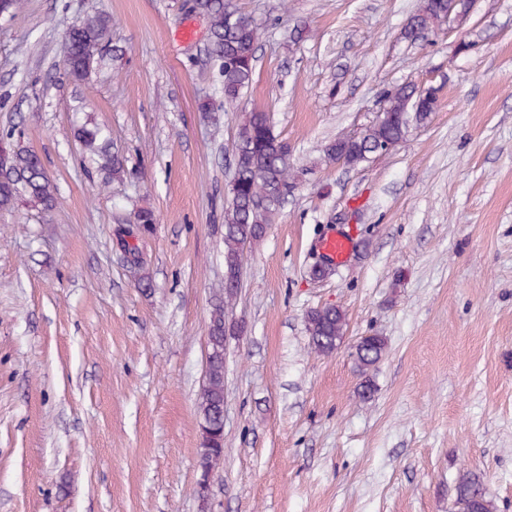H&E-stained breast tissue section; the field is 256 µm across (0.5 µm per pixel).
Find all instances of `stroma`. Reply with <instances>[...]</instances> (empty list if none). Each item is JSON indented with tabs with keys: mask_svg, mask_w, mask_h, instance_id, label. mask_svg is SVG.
Instances as JSON below:
<instances>
[{
	"mask_svg": "<svg viewBox=\"0 0 512 512\" xmlns=\"http://www.w3.org/2000/svg\"><path fill=\"white\" fill-rule=\"evenodd\" d=\"M236 3L258 61L242 102L212 115L202 103L224 95L206 22L182 0H28L0 22V131L40 155L59 201L0 211V512H450L467 471L512 512V0H473L460 29L414 43L420 0ZM100 12L118 53L72 83L64 34ZM430 78L435 112L392 152L325 159L372 124L384 89ZM253 110L301 186L244 253L224 459L203 486L197 395L224 292L229 148ZM87 121L127 175L103 181L74 138ZM146 203L147 291L116 238ZM341 232L366 250L312 279ZM328 304L347 330L320 357L305 316ZM367 334L387 351L364 400L351 351Z\"/></svg>",
	"mask_w": 512,
	"mask_h": 512,
	"instance_id": "obj_1",
	"label": "stroma"
}]
</instances>
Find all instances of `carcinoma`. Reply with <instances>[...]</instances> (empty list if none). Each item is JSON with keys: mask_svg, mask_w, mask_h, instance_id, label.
I'll return each mask as SVG.
<instances>
[{"mask_svg": "<svg viewBox=\"0 0 512 512\" xmlns=\"http://www.w3.org/2000/svg\"><path fill=\"white\" fill-rule=\"evenodd\" d=\"M207 16L210 39L206 52L217 67L224 93V106L238 105L252 81L257 62L258 27L252 17L239 10L233 0H195ZM25 8V0H0V20L11 21ZM448 18V0H422L408 19L404 38L416 42L423 38L429 24ZM112 18L98 13L76 22L73 58L65 67L68 78L81 84L100 66L110 42ZM386 118L367 127L360 135H339L324 147L325 158L348 167L369 160L370 152L382 147L389 152L398 146L413 123L424 122L436 111L437 99L416 83L401 84L382 93ZM84 152L98 157L105 178L127 172L126 159L107 148L101 130L83 125L75 132ZM234 161L233 194L224 206V267L240 260L245 244L264 239L269 224L283 203L295 195L300 176L290 162L288 145L278 139L269 113L248 112L238 127L231 145ZM26 202L43 213L57 207L54 186L41 157L32 150L13 149L0 158V210H11ZM156 211L150 205L139 207L128 224L116 229L117 235L133 239L153 232ZM236 296L233 288L213 305L208 325L206 378L198 394V410L207 425L201 427L200 466L211 463L215 454L224 452V336L225 310ZM309 348L328 356L343 343L347 316L336 306L310 310L305 318ZM385 338L377 334L359 337L353 357L361 377L358 394L369 398L375 392L371 371L386 353ZM453 512H494L487 497L481 473L462 474L454 487Z\"/></svg>", "mask_w": 512, "mask_h": 512, "instance_id": "carcinoma-1", "label": "carcinoma"}]
</instances>
